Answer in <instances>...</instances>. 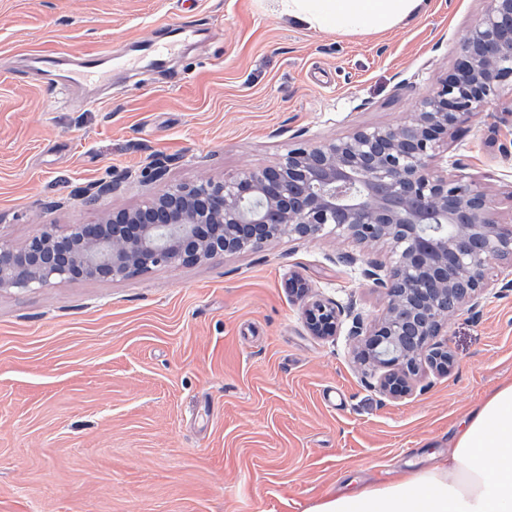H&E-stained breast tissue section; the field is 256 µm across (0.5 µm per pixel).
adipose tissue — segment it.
<instances>
[{
	"instance_id": "adipose-tissue-1",
	"label": "adipose tissue",
	"mask_w": 512,
	"mask_h": 512,
	"mask_svg": "<svg viewBox=\"0 0 512 512\" xmlns=\"http://www.w3.org/2000/svg\"><path fill=\"white\" fill-rule=\"evenodd\" d=\"M422 0H265L267 11L318 32L380 34ZM309 512H512V384L472 408L440 462L339 492Z\"/></svg>"
}]
</instances>
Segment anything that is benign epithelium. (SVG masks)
<instances>
[{
  "label": "benign epithelium",
  "mask_w": 512,
  "mask_h": 512,
  "mask_svg": "<svg viewBox=\"0 0 512 512\" xmlns=\"http://www.w3.org/2000/svg\"><path fill=\"white\" fill-rule=\"evenodd\" d=\"M486 3L454 71L408 122L302 141L271 165L171 185L94 224H45L20 249L0 241V291L125 279L250 249L231 240L229 224L254 227L261 245L329 233L365 248L385 245L392 264L374 262L367 276L386 288L387 309L354 358L377 376L381 393L410 395L419 359L438 373L452 366L447 346L432 339L478 305L492 261L512 256V225L493 218L489 195L435 165L448 131L512 88V0ZM118 187L91 186L84 203ZM303 315L312 335L329 337L345 311L312 297Z\"/></svg>",
  "instance_id": "7a95c632"
}]
</instances>
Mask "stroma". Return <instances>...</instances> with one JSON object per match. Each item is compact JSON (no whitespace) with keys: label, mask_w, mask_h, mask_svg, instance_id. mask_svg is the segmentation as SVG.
I'll return each instance as SVG.
<instances>
[{"label":"stroma","mask_w":512,"mask_h":512,"mask_svg":"<svg viewBox=\"0 0 512 512\" xmlns=\"http://www.w3.org/2000/svg\"><path fill=\"white\" fill-rule=\"evenodd\" d=\"M485 9L423 0L387 33L344 36L276 19L261 0H0V240L20 248L44 225L263 167L302 139L407 122ZM172 22L212 38L154 69L129 40L169 42ZM101 47L126 66L67 92L24 64L34 49ZM510 112L506 95L462 118L437 163L462 160L512 225ZM370 260L390 254L332 234L0 292V512H309L336 487L447 453L468 411L512 383V290L447 320L452 368L421 365L413 394L394 399L355 363L349 325L312 335L288 286L298 277L368 325L387 300Z\"/></svg>","instance_id":"35a3bbf8"}]
</instances>
